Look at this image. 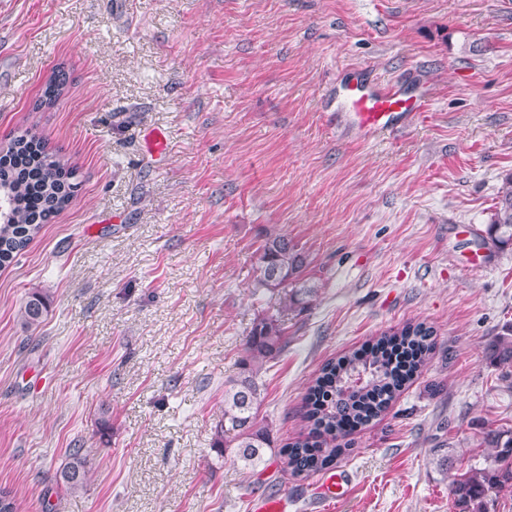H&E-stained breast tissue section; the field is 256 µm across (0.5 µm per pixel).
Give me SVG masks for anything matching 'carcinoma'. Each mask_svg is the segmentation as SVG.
<instances>
[{
  "label": "carcinoma",
  "mask_w": 512,
  "mask_h": 512,
  "mask_svg": "<svg viewBox=\"0 0 512 512\" xmlns=\"http://www.w3.org/2000/svg\"><path fill=\"white\" fill-rule=\"evenodd\" d=\"M65 88L57 73L45 84L35 108L51 106ZM74 170L51 152L38 134L27 132L12 140L0 155V198L8 218L0 222V267L10 264L39 233L42 224L62 211L72 200ZM490 239L499 247L512 246V175L497 196L488 227ZM305 257L297 245L280 233L268 234L259 255V287L279 295L281 312H295L312 306L319 288L305 278ZM49 300L33 292L21 307L25 325L40 323L48 312ZM430 327L422 322L407 323L385 332L371 346L355 350L326 363L307 391L304 418L308 433L284 447L286 464L295 475H310L330 468L336 457L349 450L340 443L349 430L378 417L421 368L432 347ZM284 347V329L279 318L257 317L247 343V357L239 371L224 380V412L215 425L214 446L228 448L247 469L264 462L272 447L269 430L257 421L263 401L259 373L263 363ZM402 354L404 374L387 367L383 354ZM496 363L512 365V326L486 347ZM482 443L495 450L494 465L473 468L454 481L452 494L462 512H491L503 492H512V430L490 429ZM91 463L80 448L69 450L59 480L70 492L87 485Z\"/></svg>",
  "instance_id": "carcinoma-1"
}]
</instances>
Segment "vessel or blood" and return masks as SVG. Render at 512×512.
Returning a JSON list of instances; mask_svg holds the SVG:
<instances>
[{
  "instance_id": "vessel-or-blood-1",
  "label": "vessel or blood",
  "mask_w": 512,
  "mask_h": 512,
  "mask_svg": "<svg viewBox=\"0 0 512 512\" xmlns=\"http://www.w3.org/2000/svg\"><path fill=\"white\" fill-rule=\"evenodd\" d=\"M350 112L353 124L374 134L417 121L425 111L426 93L409 95L398 85L370 78L367 71L353 72L337 90Z\"/></svg>"
}]
</instances>
